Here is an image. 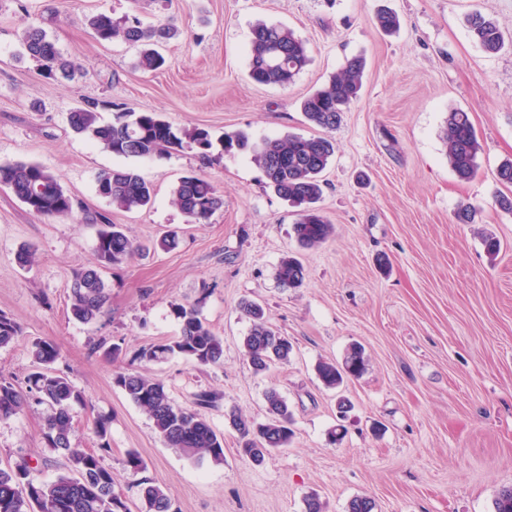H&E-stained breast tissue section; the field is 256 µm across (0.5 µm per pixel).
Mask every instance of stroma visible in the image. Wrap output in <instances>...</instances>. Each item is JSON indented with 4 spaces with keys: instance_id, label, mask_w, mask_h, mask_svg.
<instances>
[{
    "instance_id": "1",
    "label": "stroma",
    "mask_w": 512,
    "mask_h": 512,
    "mask_svg": "<svg viewBox=\"0 0 512 512\" xmlns=\"http://www.w3.org/2000/svg\"><path fill=\"white\" fill-rule=\"evenodd\" d=\"M382 10L398 15L396 33L378 29ZM474 11L512 36V0H0V163L41 164L74 202L73 218L49 221L0 187V312L22 327L0 347V377L25 385L33 343L58 346L57 369L85 398L73 410L72 443L95 448L93 421L109 419L103 463L128 512H143L126 465L132 450L180 512H305L312 494L325 512H347L357 496L374 500V512H494L497 493L512 487V214L494 204L498 193L512 194L496 179L512 160V47L485 53L466 24ZM97 12L172 21L179 34L160 49L164 65L141 70L139 46L97 41L86 26ZM260 22L287 27L306 44L309 62L288 86L248 76ZM32 25L76 64L72 80L26 55L22 36ZM354 56L366 61L363 87L331 133L336 152L318 203L334 230L312 249L295 241L298 207L267 186L251 153L217 146L207 159L189 148L117 157L68 122L93 102L104 123L121 110L152 111L216 139L235 131L255 143L316 137L322 130L306 121L301 101ZM456 109L470 113L481 144L478 172L467 181L454 173L443 141ZM112 168L133 169L153 185L148 208L119 211L99 195L98 177ZM191 173L224 196L223 208L200 224L187 223L172 201L175 184ZM462 207L471 223L456 222ZM101 214L140 251L103 270L108 311L86 325L70 314L67 282L73 269L95 264L91 219ZM171 233L177 247L162 250L159 240ZM487 234L501 243L493 259ZM25 245L36 256L24 268L16 255ZM288 255L305 268L301 287L277 281ZM245 300L262 304L293 343L288 361L262 374L244 357ZM179 304L196 305L223 337V364L135 360L178 336ZM354 343L364 348L366 371L340 390L325 388L318 363L341 362ZM113 344L114 358L105 353ZM127 371L161 381L181 407L215 392L203 414L224 438L223 463L198 464L169 448L115 385V373ZM272 389L293 413L295 436L258 464L240 453L228 415L265 421ZM340 394L351 403L343 420ZM50 413L33 399L0 421V468L25 457L37 480L61 474L44 439ZM340 421L347 434L335 444L329 433Z\"/></svg>"
}]
</instances>
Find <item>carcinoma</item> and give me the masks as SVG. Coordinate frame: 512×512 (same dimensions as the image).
I'll use <instances>...</instances> for the list:
<instances>
[{
  "label": "carcinoma",
  "mask_w": 512,
  "mask_h": 512,
  "mask_svg": "<svg viewBox=\"0 0 512 512\" xmlns=\"http://www.w3.org/2000/svg\"><path fill=\"white\" fill-rule=\"evenodd\" d=\"M468 24L473 39L486 52L496 53L503 47L504 34L495 22L475 12L469 16ZM87 25L99 41L121 39L143 45L140 66L145 70L164 64L156 47L176 35L168 24L146 25L135 16L115 18L107 12L88 17ZM23 47L31 59L43 63L50 72L69 78L76 70L38 26L32 25L24 32ZM307 63L303 41L288 28L265 23L253 28L249 46V76L253 82L285 87ZM364 67L362 58L353 57L326 84L309 94L301 103L306 119L324 130L336 129L342 113L358 98ZM95 108L96 105L89 104L73 110L69 113V124L76 134L96 141L118 157H162L186 147H195L206 157L213 147L208 130L177 128L158 112L121 111L115 113L112 123L103 125ZM444 141L455 174L462 180L473 178L478 169L480 143L468 112L448 113ZM222 145L226 153L251 152L266 176L268 187L300 208L293 225L300 246L317 247L331 236L333 225L316 203L323 192L320 174L335 153L332 138L287 135L253 144L246 133L237 131L225 134ZM36 183L44 185L45 191L33 197L31 187ZM0 185L38 217L67 218L73 213L72 199L60 180L38 163L0 164ZM98 187L104 189L105 198L113 207L126 212L147 207L153 195L151 185L129 168L101 174ZM173 201L189 224H199L224 207V196L217 187L195 174L180 179L173 188ZM95 251L96 265L74 271L69 284L71 316L84 324L95 323L105 314L109 293L101 270L131 259L138 247L119 225L102 217ZM277 279L284 288L301 286L305 279L302 263L294 256L283 259ZM242 309L252 320L250 332L243 340L244 356L251 369L264 372L274 362L288 359L292 344L269 325L263 307L246 302ZM175 314L181 322L180 335L169 343L140 350L135 359L158 362L178 354L199 365L222 364L224 340L200 317L197 307L179 305ZM20 334V325L0 313V347L11 344ZM33 356L41 368L28 376L27 389L0 378V420L24 411L32 396L48 403L53 413L47 419L44 438L65 459L66 473L53 482H41L34 478L35 467L25 458L12 469H0V512H127L124 501L114 492L111 471L102 463L103 454L110 450L108 419L101 416L94 422L97 449L72 447L73 405L84 401L83 393L54 368L59 357L54 342L34 343ZM365 369L363 349L353 345L342 363H319L317 375L326 387L336 389L345 378L356 377ZM115 382L149 416L155 431L169 447L197 463L224 461V438L199 411L175 405L163 383L138 372H119ZM266 400L267 418L262 423L236 413L230 415L239 434L241 452L256 462L275 449L288 447L294 435L293 414L287 401L274 389L267 393ZM136 487L145 512H178L172 498L160 486L144 479Z\"/></svg>",
  "instance_id": "cac0c4a2"
}]
</instances>
